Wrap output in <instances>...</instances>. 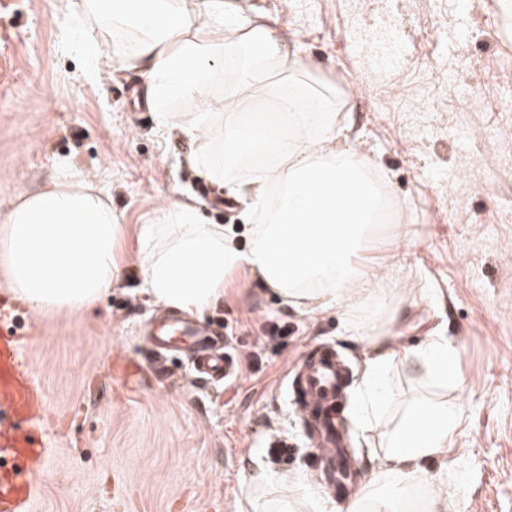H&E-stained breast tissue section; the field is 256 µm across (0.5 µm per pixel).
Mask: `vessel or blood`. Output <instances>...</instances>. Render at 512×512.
I'll return each instance as SVG.
<instances>
[{
  "label": "vessel or blood",
  "mask_w": 512,
  "mask_h": 512,
  "mask_svg": "<svg viewBox=\"0 0 512 512\" xmlns=\"http://www.w3.org/2000/svg\"><path fill=\"white\" fill-rule=\"evenodd\" d=\"M158 348L172 341L193 342L200 330L170 315L148 329ZM28 344L21 333V319L0 313V512H27L35 495L34 480L44 472L47 449L40 434L39 412L43 405L40 386L25 359ZM195 367L202 376L231 380L236 362L231 353L199 351ZM345 379L333 349L305 365L299 381L300 410L317 432L325 463H334L341 437L336 430V404Z\"/></svg>",
  "instance_id": "obj_1"
}]
</instances>
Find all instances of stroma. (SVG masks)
<instances>
[{"label": "stroma", "mask_w": 512, "mask_h": 512, "mask_svg": "<svg viewBox=\"0 0 512 512\" xmlns=\"http://www.w3.org/2000/svg\"><path fill=\"white\" fill-rule=\"evenodd\" d=\"M231 2L269 18L328 78L345 74L343 112L390 186L395 214L363 260L397 285L386 314L396 399L428 393L461 412L447 458L425 463L411 487V512H512V168L500 161L512 151V109L501 107L512 90L483 68L512 70L497 0H480L467 18L477 35L462 45L448 38L458 0ZM383 21L404 38L385 69L373 43ZM88 41L111 54L83 0H0V203L65 165L101 180L122 226L121 274L93 310L26 313V357L49 413L32 512H253L258 460L271 492L302 484L312 498L303 512H349L287 394L289 373L324 345L348 376L343 421L359 487L390 496L392 482L377 478L384 427L362 422L356 397L371 340L346 333L341 308L300 313L250 272L226 275L223 303L200 319L224 330L240 361L226 386L197 381L184 350L156 364L137 336L159 307L141 290L136 237L161 203L195 204L242 247L253 227L228 187L188 164L194 143L160 126L139 71L91 76ZM466 129L477 139H463ZM434 336L459 349L456 385L423 380L412 363ZM117 356L142 365L137 388L113 381ZM276 441L288 448L278 462Z\"/></svg>", "instance_id": "1"}]
</instances>
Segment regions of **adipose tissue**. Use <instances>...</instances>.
I'll list each match as a JSON object with an SVG mask.
<instances>
[{
  "label": "adipose tissue",
  "instance_id": "ef3b65f1",
  "mask_svg": "<svg viewBox=\"0 0 512 512\" xmlns=\"http://www.w3.org/2000/svg\"><path fill=\"white\" fill-rule=\"evenodd\" d=\"M86 8L133 26V44L115 45L113 63L141 71L160 124H179L195 144L193 164L206 165L213 149L223 148L231 194L247 201L249 214L270 216L241 248L223 225L202 223L196 206L162 205L161 223L142 225L138 235L144 293L155 304L201 315L223 300L225 276L243 269L295 310L344 306L348 332L375 338L357 401L362 421L379 417L393 399L396 353L379 313L389 290L361 252L384 187L352 140L351 124L336 116L341 90L328 79L309 83L316 66L301 49L228 0H86ZM219 72L220 104L207 93ZM266 74L286 75L289 83L259 85ZM184 96L197 110L179 119L165 104ZM276 125L292 131L289 144L273 135ZM255 156L268 165L244 175ZM120 232L104 190L64 168L0 209V268L15 297L34 311L89 310L119 271ZM413 362L442 384L460 377L458 350L443 336L417 348ZM459 420L448 401H416L384 433L383 475L405 481L423 462L444 458Z\"/></svg>",
  "mask_w": 512,
  "mask_h": 512
}]
</instances>
